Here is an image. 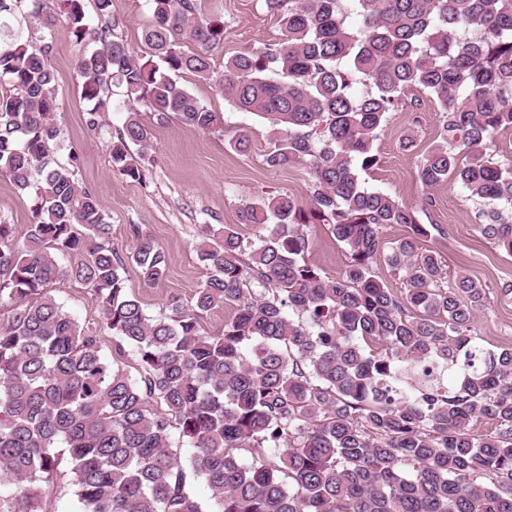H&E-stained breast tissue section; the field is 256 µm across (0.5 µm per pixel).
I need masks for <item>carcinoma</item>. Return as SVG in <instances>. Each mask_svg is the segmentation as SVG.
Masks as SVG:
<instances>
[{"label":"carcinoma","mask_w":512,"mask_h":512,"mask_svg":"<svg viewBox=\"0 0 512 512\" xmlns=\"http://www.w3.org/2000/svg\"><path fill=\"white\" fill-rule=\"evenodd\" d=\"M19 2L0 0V175L29 199L31 222L20 246L0 221V305L11 307L0 324V512H49L58 448L75 512H512V349L475 332L487 289L463 270L443 286L442 257L423 247L429 225L360 177L379 162L385 115L424 90L442 127L419 180L453 177L486 205L483 234L512 255V168L487 156L493 136L512 130V0H265L284 38L227 59L215 85L268 123V166L309 169L310 205L284 193L246 207L243 222L266 230L256 242L203 225L206 279L157 317L125 269L157 283L165 253L137 225L131 255L116 251L112 218L75 179L77 157L63 164L51 150L60 128L48 35L64 20L86 45L77 69L91 129L106 125L118 85L160 123L215 133L220 117L180 75L213 78L209 51L224 29L197 0H151L146 59L93 26L84 0H39L37 45L10 24ZM150 150L149 127L129 113L112 171L142 180ZM307 224L346 246L341 277L305 261ZM391 224L408 229L387 256L406 278L401 294L372 271ZM64 277L85 284L116 353L135 350L140 379L48 294ZM223 308L233 311L224 327L207 331ZM479 419L494 428L474 433ZM175 430L190 448L184 462ZM191 475L210 510L188 492Z\"/></svg>","instance_id":"cac0c4a2"}]
</instances>
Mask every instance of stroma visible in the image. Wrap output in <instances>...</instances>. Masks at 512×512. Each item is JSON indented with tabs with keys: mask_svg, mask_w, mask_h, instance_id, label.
I'll return each mask as SVG.
<instances>
[{
	"mask_svg": "<svg viewBox=\"0 0 512 512\" xmlns=\"http://www.w3.org/2000/svg\"><path fill=\"white\" fill-rule=\"evenodd\" d=\"M201 16L222 21L224 38L212 50L215 73H222L227 58L238 52L275 44L283 32L265 0H197ZM152 16L150 0H112L103 24L112 26L136 53L147 55L142 30ZM83 51L72 29L58 23L52 31L49 62L59 90L57 122L62 130L54 151L60 162L77 155L76 180L93 192L100 208L112 219V244L123 254L133 252L137 239L131 231L139 225L151 235L168 258L165 278L143 283L135 265H127L125 277L139 296L146 312L163 314L168 297L190 301L206 277L195 244L205 224L237 226L246 240L254 241L259 228L240 223V211L271 193L283 192L308 201L311 176L302 166L272 168L265 162L271 145L261 118L240 111L218 93L214 82L194 76L184 85L223 120V133H205L180 123H154L150 113L141 118L151 130L152 156L143 181L113 173L109 156L112 137L122 130L131 105L123 101L120 88H113L114 106L105 128L91 130L85 122L88 105L80 95L77 60ZM441 112L420 89L408 90L405 105L388 113L375 143L379 163L362 175L366 185L396 197L411 207L420 223L438 225L427 246L443 258L448 273L466 270L489 292L485 307L477 315L475 331L487 345L512 349V295L500 291L512 283V255L485 238L478 219L479 206L455 180L425 187L417 177V164L437 140ZM248 131L251 150L242 154L230 142L240 131ZM413 137V150H403L405 137ZM0 220L16 227L17 243H24L30 222L29 204L8 178L0 176ZM305 260L330 278L342 276L348 263L344 245L323 225H307ZM51 295L81 325L97 327L100 346L130 377H138L140 365L133 349L115 354L112 333L101 324L96 304L83 283L61 279L50 286Z\"/></svg>",
	"mask_w": 512,
	"mask_h": 512,
	"instance_id": "obj_1",
	"label": "stroma"
}]
</instances>
